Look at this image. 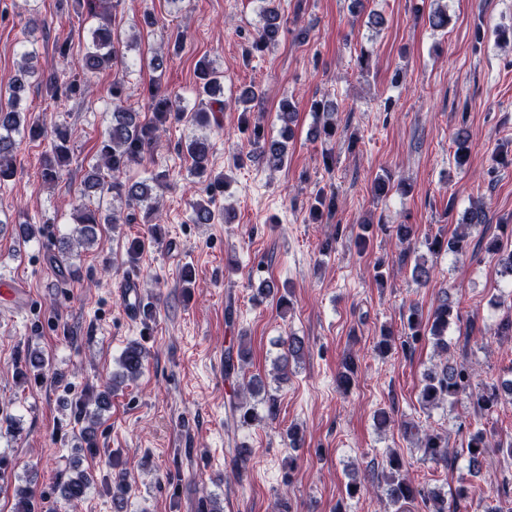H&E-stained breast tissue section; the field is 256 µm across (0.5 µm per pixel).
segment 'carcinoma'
<instances>
[{"label":"carcinoma","instance_id":"obj_1","mask_svg":"<svg viewBox=\"0 0 512 512\" xmlns=\"http://www.w3.org/2000/svg\"><path fill=\"white\" fill-rule=\"evenodd\" d=\"M120 0H72L76 12L86 18L97 21L96 27L90 32V42L85 53L76 57L71 45L67 42L58 43L55 52L64 62V67L45 71L38 66L39 50L36 43L31 42L23 47L21 57L24 65L8 88V105H0V183L12 178L16 173L18 138L25 136L32 141L45 136L42 122L29 120L18 110L22 94L32 84L42 86L50 98L54 100H80L92 92L90 78L96 73L123 64L122 56L116 46L112 34V10L119 6ZM261 23L252 41L251 47L262 52L278 43L284 33L286 22L280 12L279 0H261ZM197 88L198 103L188 107L173 102L169 96L160 93L158 83L148 86L151 118L122 105L125 92L124 77H117L112 82L111 96L113 111L109 126L97 146L96 163L89 166L82 175L81 190L78 200L73 202V220L76 227L73 236L58 241L57 253L51 256L61 275L74 278L79 275V268L63 260L74 245L91 246L96 243L97 229L101 224H129L132 221L128 210L141 206L146 223L159 220L160 201L158 191L163 186L164 175L153 174L150 177L130 181L120 178L131 165L140 162L155 142L158 125L169 120L185 122L196 132L184 143L185 151L192 160L190 175L196 178L209 176L210 136L209 133L218 124L217 113L224 111V70L214 66L209 60L198 63ZM336 102L326 100L313 104L315 123L311 135L315 140L325 142L336 138ZM241 130L249 132L250 150L247 159L258 162L271 171H277L288 163V139L294 134L296 112L294 106L285 101L282 103L279 120L281 127L279 137L274 138L265 133L264 126L251 121L250 109L245 108L240 114ZM72 130L65 124H57L52 130L50 147L41 158V179L48 184H56L71 162L70 143ZM453 142L456 146L454 163L464 168L470 160L469 133L464 127L457 129ZM229 180L226 175H219L209 180L206 187L207 198L200 199L192 205L191 221L195 224H213L220 220L229 224L234 219L229 209H215L216 194L226 192ZM397 189L404 194L412 191L405 183L395 184L391 178H379L373 186L376 197H385ZM109 194L112 205L104 208L100 205L91 206V199H101ZM337 209L336 193L327 194L320 191L315 194L310 205L312 219L321 222L330 219ZM460 225L462 231L456 232L449 239L434 237L426 241V248L432 254L442 251L457 257L468 253L470 248L469 228L479 224L491 223V217L482 204H475L466 211ZM475 248L497 256L498 264L512 276V250L506 252L502 248L499 237L494 236L486 241H478ZM453 319V308L449 298L444 296L427 320L415 307L409 308L406 323L403 324L401 346L407 347L417 341L429 337L434 341L440 352L448 353V327ZM282 352L274 362L277 379L288 381L290 364L302 360L305 354L304 341L294 335L280 339ZM147 351L135 344L125 348L119 360L123 376L129 380L136 379L142 372ZM246 361V350L243 341H238L236 350L228 353L224 360V373L227 375L239 372L241 364ZM475 370L465 362L445 361L441 365L425 373L419 392L421 406L426 409L437 408L445 403L454 404L459 396L466 395L472 400L475 410L483 415H490L503 399H512V379L503 380L473 391ZM252 396L265 390L262 378L254 377L234 391L230 403L232 415L239 419L243 426L260 424L275 416V398L267 399V414L262 416L256 406H249L243 401L244 391ZM417 448L423 455L434 462L448 463V440L438 431L429 430L416 437ZM497 447L506 451L512 458V441L504 444H492L484 429H477L469 434L465 442V454L473 470L478 472L483 463L487 449ZM91 479L82 471L67 477L62 483V497L65 503L75 508L85 497ZM128 484L121 478L113 482L112 501L116 512H123ZM383 493L391 505H400L416 498H424L431 502L430 512H459V503L468 497L467 489L459 487L455 492V501L450 503L443 496L425 491L413 485L403 474V461L399 454L393 452L383 466Z\"/></svg>","mask_w":512,"mask_h":512}]
</instances>
